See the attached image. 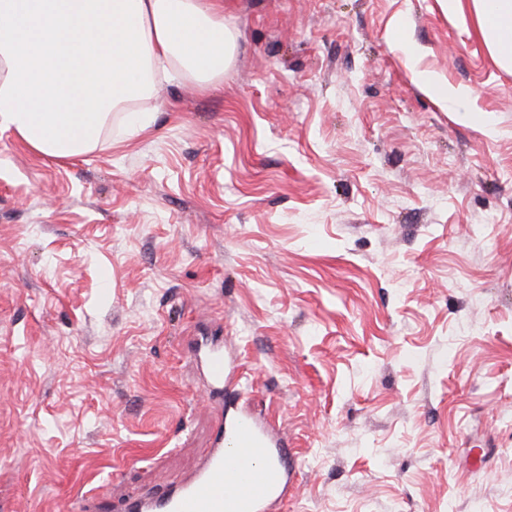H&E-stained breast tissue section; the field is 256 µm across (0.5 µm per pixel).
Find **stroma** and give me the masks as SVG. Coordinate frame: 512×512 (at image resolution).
Wrapping results in <instances>:
<instances>
[{"mask_svg":"<svg viewBox=\"0 0 512 512\" xmlns=\"http://www.w3.org/2000/svg\"><path fill=\"white\" fill-rule=\"evenodd\" d=\"M224 18L223 86L159 85L134 138L58 161L0 132V512L191 476L211 338L288 433L287 512H512V68L468 2ZM414 79L430 96L446 105L455 106L457 101L468 94V91L446 83L437 74L428 70L415 71Z\"/></svg>","mask_w":512,"mask_h":512,"instance_id":"1","label":"stroma"}]
</instances>
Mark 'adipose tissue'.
Masks as SVG:
<instances>
[{"mask_svg":"<svg viewBox=\"0 0 512 512\" xmlns=\"http://www.w3.org/2000/svg\"><path fill=\"white\" fill-rule=\"evenodd\" d=\"M489 44L512 49V0H472ZM237 32L224 0H0V130L41 155L94 149L113 111L124 133L146 127L130 104L161 79L224 80Z\"/></svg>","mask_w":512,"mask_h":512,"instance_id":"obj_1","label":"adipose tissue"}]
</instances>
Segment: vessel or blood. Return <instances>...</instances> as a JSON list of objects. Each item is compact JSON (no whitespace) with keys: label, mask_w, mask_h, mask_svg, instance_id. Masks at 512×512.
<instances>
[{"label":"vessel or blood","mask_w":512,"mask_h":512,"mask_svg":"<svg viewBox=\"0 0 512 512\" xmlns=\"http://www.w3.org/2000/svg\"><path fill=\"white\" fill-rule=\"evenodd\" d=\"M196 360L213 390L240 388V367L222 345L199 350ZM295 470L276 423L242 406L224 413L192 477L165 495L128 499L125 512H284Z\"/></svg>","instance_id":"1"}]
</instances>
